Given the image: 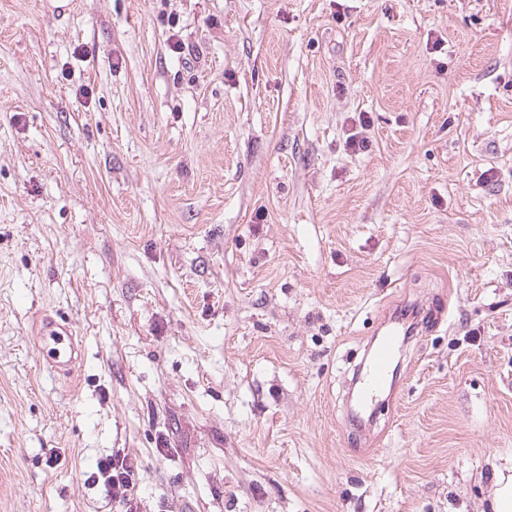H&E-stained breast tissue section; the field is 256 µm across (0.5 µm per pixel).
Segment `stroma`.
I'll list each match as a JSON object with an SVG mask.
<instances>
[{
    "label": "stroma",
    "mask_w": 512,
    "mask_h": 512,
    "mask_svg": "<svg viewBox=\"0 0 512 512\" xmlns=\"http://www.w3.org/2000/svg\"><path fill=\"white\" fill-rule=\"evenodd\" d=\"M127 453L140 512H490L512 0H0V512H121ZM40 354L45 363L59 375L71 377L82 358L83 341L75 336L69 323L45 316L36 330ZM403 318H394L371 353L370 362L363 371L358 407L366 410L371 407L373 400L387 385L390 368L399 344L400 328ZM137 468L136 458L128 454L106 458L97 464L98 474L104 479V486L107 491H112V499L118 503L129 505L126 512H131L132 501L134 500L135 469Z\"/></svg>",
    "instance_id": "obj_1"
}]
</instances>
